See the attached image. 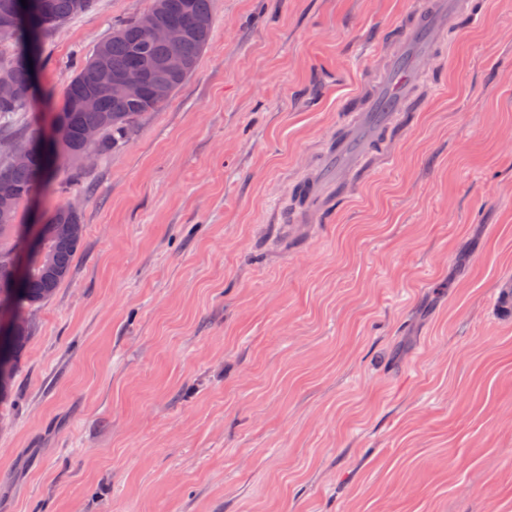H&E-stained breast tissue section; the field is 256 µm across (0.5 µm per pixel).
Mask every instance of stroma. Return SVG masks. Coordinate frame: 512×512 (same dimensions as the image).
Listing matches in <instances>:
<instances>
[{
	"mask_svg": "<svg viewBox=\"0 0 512 512\" xmlns=\"http://www.w3.org/2000/svg\"><path fill=\"white\" fill-rule=\"evenodd\" d=\"M152 0L43 36L47 133L77 62ZM417 0H213L196 73L127 145L21 208L84 246L0 404V512H512V0L424 73L388 164L317 227L290 186Z\"/></svg>",
	"mask_w": 512,
	"mask_h": 512,
	"instance_id": "1",
	"label": "stroma"
}]
</instances>
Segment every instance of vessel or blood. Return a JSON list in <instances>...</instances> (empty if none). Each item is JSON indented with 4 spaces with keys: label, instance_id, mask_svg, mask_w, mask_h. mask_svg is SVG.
Listing matches in <instances>:
<instances>
[{
    "label": "vessel or blood",
    "instance_id": "1",
    "mask_svg": "<svg viewBox=\"0 0 512 512\" xmlns=\"http://www.w3.org/2000/svg\"><path fill=\"white\" fill-rule=\"evenodd\" d=\"M479 12L477 0H419L409 22L387 32L386 66L376 90L344 101L346 124L335 148L325 155L313 178L293 185L303 201L293 215L295 224L312 223L329 194L343 190L368 155L380 149L404 119L416 75L441 50L449 27L474 20Z\"/></svg>",
    "mask_w": 512,
    "mask_h": 512
}]
</instances>
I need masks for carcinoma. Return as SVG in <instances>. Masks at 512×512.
I'll return each instance as SVG.
<instances>
[{
  "mask_svg": "<svg viewBox=\"0 0 512 512\" xmlns=\"http://www.w3.org/2000/svg\"><path fill=\"white\" fill-rule=\"evenodd\" d=\"M17 0H0V17L7 15L10 23L0 24V38L8 37L15 43L14 53L7 61H0V75L9 77L18 89V97L10 103L0 102V123L28 108L32 94L29 93L31 71L28 62V47L31 32L26 26L23 12L16 9ZM47 15L42 31L46 32L58 24L87 14L93 0H46ZM147 16L157 24H178L187 28L191 35L177 48L171 49L147 38L142 28V18L126 21L112 31V37L102 42L87 60L80 63L68 85L60 111L53 123L57 126L55 142L56 158L72 168L80 167L76 156L90 152L101 155L124 146L134 131L138 119L146 112H153L169 102V98L196 72L201 55L208 44L213 28L212 0H153ZM106 50L111 76L127 77L143 74L152 82L164 83L168 87V98L157 101L146 92L138 98L118 103L107 94H99L97 108L85 111L79 102L95 92L98 86L95 75L101 50ZM176 53L183 61L182 70L172 74L162 61L170 53ZM89 126L99 130V137L92 143L83 139V131ZM26 153V161L17 160V154ZM45 154L33 134L19 144L8 160L0 161V176L11 184L14 197L6 207L0 206V282L11 278L10 259L16 247L1 243V239L15 233L22 234L18 224L19 208L29 197L49 180ZM47 247L54 264L63 270V276L50 280L44 274V254L39 249L28 252L26 265L28 277L20 288H0V315L20 312L50 300L60 284L68 276L72 262L83 240V224L80 217H71L67 209L54 208L42 224ZM32 330L14 336L0 353V375L11 378L14 360L20 350L30 341Z\"/></svg>",
  "mask_w": 512,
  "mask_h": 512,
  "instance_id": "1",
  "label": "carcinoma"
}]
</instances>
